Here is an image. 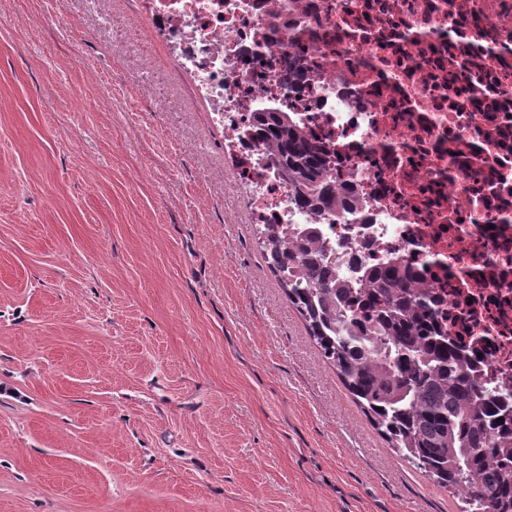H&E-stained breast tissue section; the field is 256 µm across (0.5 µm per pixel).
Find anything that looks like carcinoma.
I'll use <instances>...</instances> for the list:
<instances>
[{
    "label": "carcinoma",
    "instance_id": "carcinoma-1",
    "mask_svg": "<svg viewBox=\"0 0 512 512\" xmlns=\"http://www.w3.org/2000/svg\"><path fill=\"white\" fill-rule=\"evenodd\" d=\"M242 134L288 187L291 204L316 219L287 233L277 224L255 232L268 268L366 417L458 508L512 512V393L471 373L439 324L430 289L400 261L354 276L335 269L318 221L350 223L357 194L332 177L328 151L290 113L261 106Z\"/></svg>",
    "mask_w": 512,
    "mask_h": 512
}]
</instances>
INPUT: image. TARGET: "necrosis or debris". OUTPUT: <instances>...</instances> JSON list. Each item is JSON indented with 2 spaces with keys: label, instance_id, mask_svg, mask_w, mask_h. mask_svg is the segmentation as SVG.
<instances>
[{
  "label": "necrosis or debris",
  "instance_id": "4bbe7bcc",
  "mask_svg": "<svg viewBox=\"0 0 512 512\" xmlns=\"http://www.w3.org/2000/svg\"><path fill=\"white\" fill-rule=\"evenodd\" d=\"M206 99L263 224L308 223L239 137L258 103L293 111L338 154L356 224L322 226L423 272L480 374L512 386V0H137ZM316 65L289 81V59Z\"/></svg>",
  "mask_w": 512,
  "mask_h": 512
}]
</instances>
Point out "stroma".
Listing matches in <instances>:
<instances>
[{
	"instance_id": "1",
	"label": "stroma",
	"mask_w": 512,
	"mask_h": 512,
	"mask_svg": "<svg viewBox=\"0 0 512 512\" xmlns=\"http://www.w3.org/2000/svg\"><path fill=\"white\" fill-rule=\"evenodd\" d=\"M135 0H0V512H458L269 270Z\"/></svg>"
}]
</instances>
